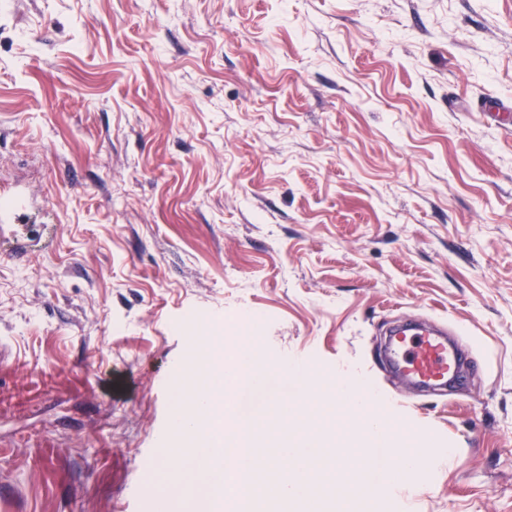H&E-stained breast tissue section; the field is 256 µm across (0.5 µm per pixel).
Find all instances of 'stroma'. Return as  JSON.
<instances>
[{
	"label": "stroma",
	"mask_w": 512,
	"mask_h": 512,
	"mask_svg": "<svg viewBox=\"0 0 512 512\" xmlns=\"http://www.w3.org/2000/svg\"><path fill=\"white\" fill-rule=\"evenodd\" d=\"M44 225L0 260V512H155L198 327L349 364L451 457L273 484L257 512H512V0H0V192ZM418 315L470 349L451 395L380 363ZM290 400L257 399L266 478ZM198 437L174 460L207 512ZM276 480L279 494L286 499L304 497L309 491L303 468L297 469L288 479L279 474Z\"/></svg>",
	"instance_id": "obj_1"
}]
</instances>
